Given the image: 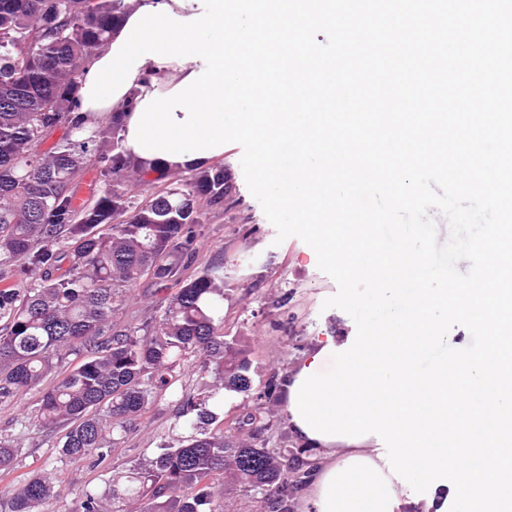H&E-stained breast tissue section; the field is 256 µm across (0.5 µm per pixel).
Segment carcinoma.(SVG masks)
<instances>
[{
    "mask_svg": "<svg viewBox=\"0 0 512 512\" xmlns=\"http://www.w3.org/2000/svg\"><path fill=\"white\" fill-rule=\"evenodd\" d=\"M127 9L0 0V405L38 391L35 426L58 436L59 458L97 467L150 405L174 397L187 435L84 491L71 512H218L234 494L258 512H297L313 454L277 444L272 406L287 375L255 381L251 351L224 331V259L200 262L193 246L195 227L229 204L224 166L154 177L126 153L117 116L92 126L77 111L82 69ZM90 165L104 184L81 198ZM130 171L159 189L132 201ZM142 280L162 294L155 313L115 320ZM190 358L203 397L178 391ZM226 393L245 401L232 430ZM20 452L0 437V476ZM64 495L57 473L34 471L10 490L8 512H45Z\"/></svg>",
    "mask_w": 512,
    "mask_h": 512,
    "instance_id": "obj_1",
    "label": "carcinoma"
}]
</instances>
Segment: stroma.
Segmentation results:
<instances>
[{"instance_id":"35a3bbf8","label":"stroma","mask_w":512,"mask_h":512,"mask_svg":"<svg viewBox=\"0 0 512 512\" xmlns=\"http://www.w3.org/2000/svg\"><path fill=\"white\" fill-rule=\"evenodd\" d=\"M241 149L228 151L223 164L232 185L233 205L196 229L195 247L201 260L224 257V329L246 337L258 378L295 362L319 336L341 337L356 330L349 314L324 308L337 285L311 263L308 244L290 237L276 242V230L260 203L250 193L240 166ZM38 396L20 395L10 406H0V435H14L23 444L18 475L56 469L65 496L47 512H71L76 500L88 489L103 485L109 472L121 473L150 456L164 440L183 435L170 397L156 400L143 416L139 429L115 449L104 468L91 470L82 463L60 461L56 439L37 427L19 429L16 421L35 416Z\"/></svg>"}]
</instances>
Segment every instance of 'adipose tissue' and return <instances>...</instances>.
<instances>
[{
	"label": "adipose tissue",
	"mask_w": 512,
	"mask_h": 512,
	"mask_svg": "<svg viewBox=\"0 0 512 512\" xmlns=\"http://www.w3.org/2000/svg\"><path fill=\"white\" fill-rule=\"evenodd\" d=\"M200 68L146 59L124 95L88 114L130 123L146 94ZM481 246L483 277L419 289L380 334L314 339L289 372L288 428L318 459L300 512H402L406 474L453 512H512V224L487 225ZM439 309L484 344L424 371L420 355L446 337Z\"/></svg>",
	"instance_id": "obj_1"
}]
</instances>
